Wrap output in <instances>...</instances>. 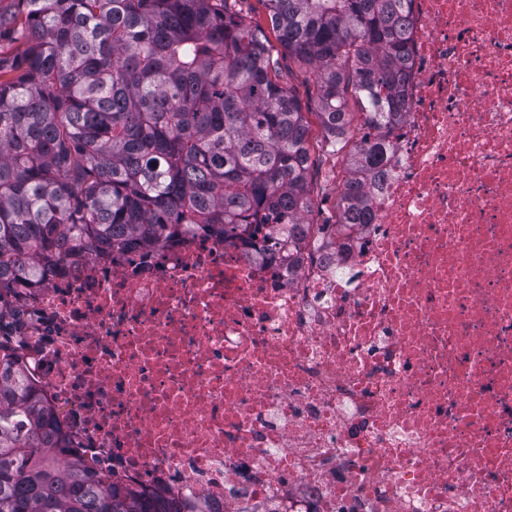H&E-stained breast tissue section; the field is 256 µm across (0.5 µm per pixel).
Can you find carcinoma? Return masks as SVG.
<instances>
[{"instance_id":"1","label":"carcinoma","mask_w":512,"mask_h":512,"mask_svg":"<svg viewBox=\"0 0 512 512\" xmlns=\"http://www.w3.org/2000/svg\"><path fill=\"white\" fill-rule=\"evenodd\" d=\"M12 0L0 7V325L18 289L195 224H363L400 117L407 0ZM314 80L317 110L282 79ZM319 136H313V126ZM0 332V512H182L68 447Z\"/></svg>"}]
</instances>
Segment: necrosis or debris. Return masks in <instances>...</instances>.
I'll list each match as a JSON object with an SVG mask.
<instances>
[{
	"label": "necrosis or debris",
	"instance_id": "obj_1",
	"mask_svg": "<svg viewBox=\"0 0 512 512\" xmlns=\"http://www.w3.org/2000/svg\"><path fill=\"white\" fill-rule=\"evenodd\" d=\"M370 218L199 228L19 291L26 370L186 512H512V0H411Z\"/></svg>",
	"mask_w": 512,
	"mask_h": 512
}]
</instances>
